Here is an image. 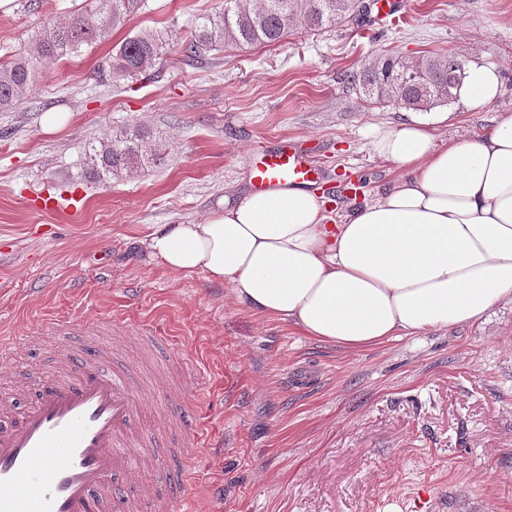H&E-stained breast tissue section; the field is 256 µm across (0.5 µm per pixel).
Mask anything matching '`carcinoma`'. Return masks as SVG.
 Returning <instances> with one entry per match:
<instances>
[{
    "label": "carcinoma",
    "instance_id": "carcinoma-1",
    "mask_svg": "<svg viewBox=\"0 0 512 512\" xmlns=\"http://www.w3.org/2000/svg\"><path fill=\"white\" fill-rule=\"evenodd\" d=\"M84 2L71 21L43 23L19 52L0 61V110L13 108L25 97L44 62L67 58L105 40L111 29L133 17L140 0ZM353 12V0H257L253 6L224 0L218 10L196 17L181 46L186 55L197 56L226 45L274 44L298 28L322 31L336 27L353 18ZM172 45L173 35L167 31H139L124 39L112 50V78L120 81L150 76L157 60ZM458 65V60L442 54L413 61L384 54L362 71L350 72L347 78L372 106L428 111L457 98L461 87L455 79ZM163 155V144L151 141L139 128L93 144L88 153L91 174L104 181L155 166Z\"/></svg>",
    "mask_w": 512,
    "mask_h": 512
}]
</instances>
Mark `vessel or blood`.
<instances>
[{"label": "vessel or blood", "mask_w": 512, "mask_h": 512, "mask_svg": "<svg viewBox=\"0 0 512 512\" xmlns=\"http://www.w3.org/2000/svg\"><path fill=\"white\" fill-rule=\"evenodd\" d=\"M322 178L306 148L288 142L265 154L250 171L252 186L310 185ZM55 376L15 426L0 430V512H179L178 495L150 487L135 496L118 493L115 476L160 461L163 434L176 436L184 458L197 456L203 432L178 411L157 426H135L134 414L148 380L141 369L113 365L99 350L87 361L80 349L55 352ZM174 391L194 395L178 357L166 366Z\"/></svg>", "instance_id": "b4317fda"}]
</instances>
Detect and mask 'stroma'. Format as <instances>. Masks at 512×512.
I'll return each mask as SVG.
<instances>
[{
	"label": "stroma",
	"mask_w": 512,
	"mask_h": 512,
	"mask_svg": "<svg viewBox=\"0 0 512 512\" xmlns=\"http://www.w3.org/2000/svg\"><path fill=\"white\" fill-rule=\"evenodd\" d=\"M219 3L144 0L104 41L43 64L20 104L0 111V327L29 339L0 362V400L19 413L50 384L42 323L52 316L85 326L58 344L105 346L128 366L174 351L199 377L182 412L216 445L187 469L183 512H512V304L453 330L346 351L138 251L155 225L204 220L249 185L256 157L290 137L319 145L327 179L373 198L396 172L369 141L407 112L369 106L345 75L378 55L435 52L498 72L502 94L484 110L456 100L434 108L440 139L512 117V0H404L394 24L300 29L194 60L176 49L151 78H109L126 37L184 36ZM82 5L7 0L0 60L45 19L67 21ZM130 127L162 142L163 160L120 180L93 177L88 143ZM59 193L84 207L43 212L42 196ZM106 311L124 330L101 324Z\"/></svg>",
	"instance_id": "stroma-1"
}]
</instances>
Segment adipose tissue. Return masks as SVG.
Masks as SVG:
<instances>
[{
  "label": "adipose tissue",
  "mask_w": 512,
  "mask_h": 512,
  "mask_svg": "<svg viewBox=\"0 0 512 512\" xmlns=\"http://www.w3.org/2000/svg\"><path fill=\"white\" fill-rule=\"evenodd\" d=\"M501 90L495 71L473 66L459 95L479 112ZM369 149L399 176L339 223H329L310 188L245 187L202 222L157 227L142 252L353 350L512 304V117L445 143L427 122L407 118L378 128Z\"/></svg>",
  "instance_id": "ef3b65f1"
}]
</instances>
